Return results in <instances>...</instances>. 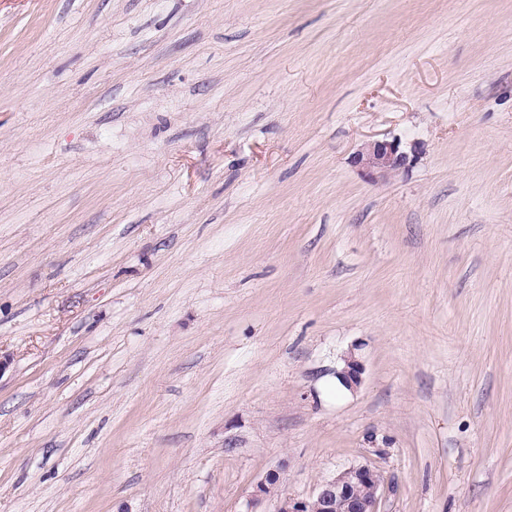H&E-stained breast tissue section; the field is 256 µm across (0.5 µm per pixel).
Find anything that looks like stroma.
<instances>
[{"label": "stroma", "mask_w": 512, "mask_h": 512, "mask_svg": "<svg viewBox=\"0 0 512 512\" xmlns=\"http://www.w3.org/2000/svg\"><path fill=\"white\" fill-rule=\"evenodd\" d=\"M0 352V512H512V0H0ZM420 154L416 142L404 143L400 138L370 140L353 154L351 162L372 179L388 180L406 172ZM342 360L344 366L336 372V375L350 389L359 386L364 371L362 362L352 350L344 354ZM384 478L380 470L368 464L351 465L321 482L307 499L282 496L280 473L268 472L255 486L250 504L276 495L273 512H379Z\"/></svg>", "instance_id": "obj_1"}]
</instances>
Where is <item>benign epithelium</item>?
I'll return each instance as SVG.
<instances>
[{
  "label": "benign epithelium",
  "mask_w": 512,
  "mask_h": 512,
  "mask_svg": "<svg viewBox=\"0 0 512 512\" xmlns=\"http://www.w3.org/2000/svg\"><path fill=\"white\" fill-rule=\"evenodd\" d=\"M417 143L399 138L370 140L353 154L351 162L372 179L388 180L410 169L418 159ZM344 366L336 375L350 389L362 382L363 364L350 350L343 355ZM384 478L380 470L368 464L351 465L321 482L313 495L297 499L279 493L280 473L268 472L255 486L251 503L277 496L275 512H379Z\"/></svg>",
  "instance_id": "1"
}]
</instances>
